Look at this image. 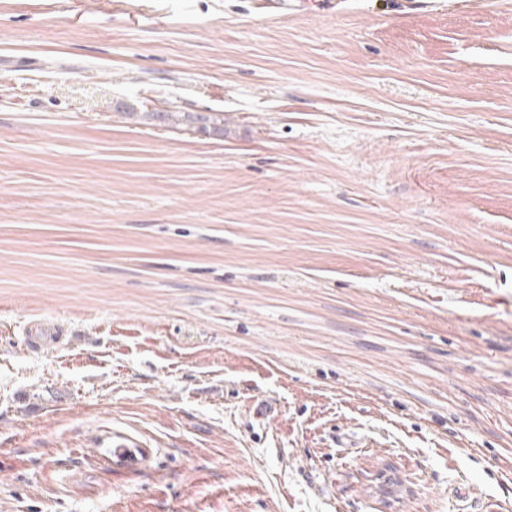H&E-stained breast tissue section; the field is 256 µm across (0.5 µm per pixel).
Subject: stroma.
Here are the masks:
<instances>
[{
    "label": "stroma",
    "instance_id": "obj_1",
    "mask_svg": "<svg viewBox=\"0 0 512 512\" xmlns=\"http://www.w3.org/2000/svg\"><path fill=\"white\" fill-rule=\"evenodd\" d=\"M259 3L0 0V512H512V0ZM121 113L128 119L138 120H154L167 125H180L184 120H188L189 116L181 115L180 112L163 111V112H137V106L133 101H127L122 107Z\"/></svg>",
    "mask_w": 512,
    "mask_h": 512
}]
</instances>
